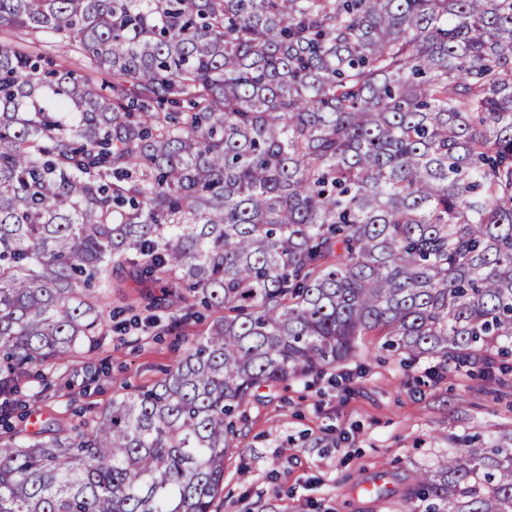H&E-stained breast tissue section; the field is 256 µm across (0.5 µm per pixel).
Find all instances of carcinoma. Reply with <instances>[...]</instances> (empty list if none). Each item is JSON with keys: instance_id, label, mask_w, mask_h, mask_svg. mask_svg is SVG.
<instances>
[{"instance_id": "cac0c4a2", "label": "carcinoma", "mask_w": 512, "mask_h": 512, "mask_svg": "<svg viewBox=\"0 0 512 512\" xmlns=\"http://www.w3.org/2000/svg\"><path fill=\"white\" fill-rule=\"evenodd\" d=\"M0 512H213L242 406L364 337L512 356V0H0ZM204 334L77 424L12 399L105 330L112 270ZM406 512H512V432Z\"/></svg>"}]
</instances>
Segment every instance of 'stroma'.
<instances>
[{"label": "stroma", "mask_w": 512, "mask_h": 512, "mask_svg": "<svg viewBox=\"0 0 512 512\" xmlns=\"http://www.w3.org/2000/svg\"><path fill=\"white\" fill-rule=\"evenodd\" d=\"M112 320L98 347L61 365L30 404L32 418L67 423L113 394L164 377L207 319L178 332L147 324L162 288L131 270L112 273ZM366 355L319 379L260 389L245 408L240 450L224 465L217 512H400L419 470L451 450L452 435L512 430V371L489 381L467 370L433 376L435 363H403L366 337Z\"/></svg>", "instance_id": "obj_1"}]
</instances>
